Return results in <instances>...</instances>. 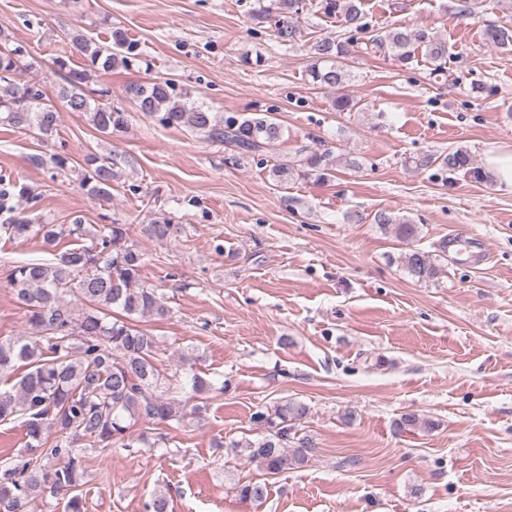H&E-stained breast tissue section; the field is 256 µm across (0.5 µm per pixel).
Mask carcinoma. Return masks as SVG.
<instances>
[{
	"label": "carcinoma",
	"instance_id": "cac0c4a2",
	"mask_svg": "<svg viewBox=\"0 0 512 512\" xmlns=\"http://www.w3.org/2000/svg\"><path fill=\"white\" fill-rule=\"evenodd\" d=\"M302 0H269L251 14L255 25H268L275 39L290 48L302 40L299 14ZM319 10L334 17L355 35L364 33L361 0H318ZM73 47L84 57L78 68L67 52L52 59L62 79L56 107L39 82L22 76L30 67L25 46L0 29V125L49 138L57 129L60 110L87 112L103 134L123 130L126 113L102 99L107 88L87 91L91 78L117 68L128 69L140 55L136 43L120 30L112 31V43L101 45L84 34L72 35ZM361 49L368 55L392 58L403 67L414 64L424 50L435 79L448 73V45L426 28L392 27L366 38ZM312 64L308 76L320 88L339 92L333 101L338 112H351L360 101L342 92L347 79L348 41L341 36L318 38L308 46ZM126 97L140 111L156 118L164 128H190L212 142L225 144L237 156L260 155L278 141L282 127L266 116H219L187 101L175 80L155 77L146 83L131 82ZM338 157L330 149L305 152L295 161L274 166L272 179L286 184L293 176L325 182L336 173ZM112 156L90 154L80 171V184L100 199L111 197L114 176ZM419 167L462 171L483 178L471 154L457 149L446 155L423 157ZM38 196L13 176L0 173V235L25 242L40 237L49 259L10 266L7 286L14 304L24 312L26 336L0 339V375L24 368L21 375L0 386V423L19 421L25 431L22 448L0 461V512H29L38 501L66 500L67 512H83L79 488L85 475L87 451L152 448L151 442L130 429L138 419L173 423L180 428L198 417L202 396L214 385L198 372L191 374L190 391L177 378L158 369L159 345L139 323L166 318L170 309L158 288L142 275L145 254L127 236L123 224L86 225L76 217L69 224H35L22 215ZM378 224L406 242L418 235L411 219L378 210ZM70 238L76 246L60 253L55 247ZM409 275L426 280L438 274L429 255L410 249L401 256ZM308 407L288 399L273 412L257 411L252 421L262 429L257 438L237 441L231 447L265 475H279L306 463L315 452L307 435L296 427ZM245 502L260 505L268 496L266 482L238 487Z\"/></svg>",
	"mask_w": 512,
	"mask_h": 512
}]
</instances>
